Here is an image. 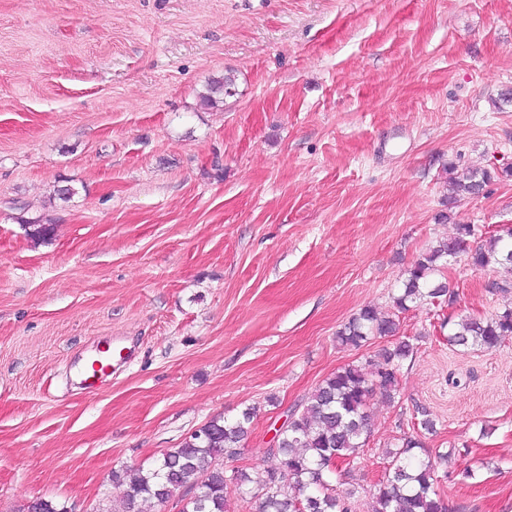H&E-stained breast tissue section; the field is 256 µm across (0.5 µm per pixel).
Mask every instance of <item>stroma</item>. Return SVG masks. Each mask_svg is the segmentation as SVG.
<instances>
[{
    "mask_svg": "<svg viewBox=\"0 0 512 512\" xmlns=\"http://www.w3.org/2000/svg\"><path fill=\"white\" fill-rule=\"evenodd\" d=\"M507 92L512 0H0V512H125L117 475L248 407L224 467L274 466L287 416L393 343L340 346L342 325L391 313L457 225L471 249L512 226ZM474 168L483 191L452 196ZM508 275L459 261L454 305L400 314L414 354L338 465L352 512L421 408L449 512H512V339L443 326L511 307ZM117 337L131 363L76 382Z\"/></svg>",
    "mask_w": 512,
    "mask_h": 512,
    "instance_id": "obj_1",
    "label": "stroma"
}]
</instances>
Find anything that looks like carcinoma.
I'll list each match as a JSON object with an SVG mask.
<instances>
[{"instance_id": "1", "label": "carcinoma", "mask_w": 512, "mask_h": 512, "mask_svg": "<svg viewBox=\"0 0 512 512\" xmlns=\"http://www.w3.org/2000/svg\"><path fill=\"white\" fill-rule=\"evenodd\" d=\"M234 86V77L225 76L209 84L201 100L213 105L217 103L215 94H230ZM490 179L487 170L464 171L453 179L455 195L476 196ZM472 235L474 228L461 224L457 236L421 254L406 270L402 287L393 296L396 313L385 317L366 306L337 332V342L360 348L372 336H394L398 314L426 299L453 304L454 292L441 277L443 269L464 252L475 269L512 266V249L500 246L503 237L494 236L468 252L466 238ZM508 337H512V307L491 318L470 316L448 323V343L463 348L489 350ZM413 353L410 340L401 339L382 350L378 359L369 361V369L348 364L324 379L302 411L288 419L278 448L270 452L277 461L275 467L255 479L243 469L232 471L228 479L224 471V458L233 457L250 432L255 408H247L231 420L213 418L204 425L205 438L191 436L163 453L150 467L133 470L126 481V512L140 501L152 500L159 505L168 502L189 484L198 486V496L186 500L181 512H224L229 481L242 494L249 493L252 484L264 491L258 512H349L345 499L333 488L336 462L358 454L369 433L370 400L376 395L389 402L394 400L402 364ZM418 448H423L422 442L409 436L400 447L387 452L388 473L373 494L372 512H447L435 489V466L420 458Z\"/></svg>"}]
</instances>
